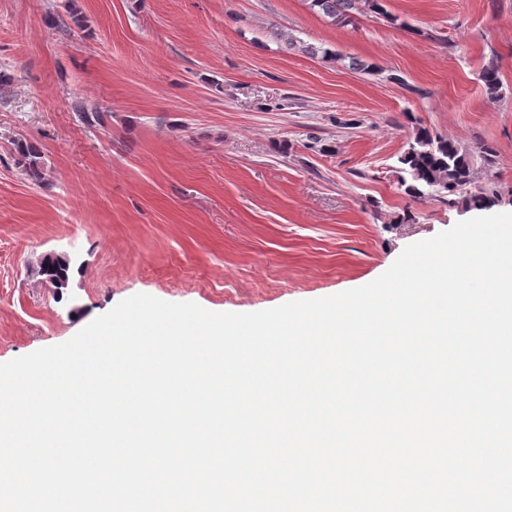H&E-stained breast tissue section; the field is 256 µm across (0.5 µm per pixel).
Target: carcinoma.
Returning <instances> with one entry per match:
<instances>
[{"label": "carcinoma", "instance_id": "1", "mask_svg": "<svg viewBox=\"0 0 512 512\" xmlns=\"http://www.w3.org/2000/svg\"><path fill=\"white\" fill-rule=\"evenodd\" d=\"M309 8L333 25H347L354 15L377 14L387 19L381 0H309ZM486 95L495 100L500 96L501 81L498 69L489 65L479 71ZM17 166L26 179L36 185L45 183V174L38 161V152L32 145L18 146ZM398 182L410 197L443 199L471 183L478 174L470 153L455 141L434 136L426 129H419L406 142L398 155ZM72 260L67 255L47 257L40 262L38 275L42 282L59 291L68 285Z\"/></svg>", "mask_w": 512, "mask_h": 512}]
</instances>
